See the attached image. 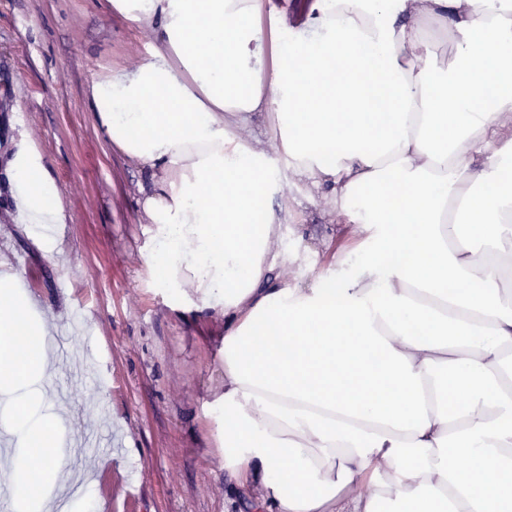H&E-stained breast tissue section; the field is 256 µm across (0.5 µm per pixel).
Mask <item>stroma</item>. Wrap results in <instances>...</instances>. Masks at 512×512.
Masks as SVG:
<instances>
[{"instance_id": "1", "label": "stroma", "mask_w": 512, "mask_h": 512, "mask_svg": "<svg viewBox=\"0 0 512 512\" xmlns=\"http://www.w3.org/2000/svg\"><path fill=\"white\" fill-rule=\"evenodd\" d=\"M154 40L106 0H0V164L34 145L57 182L67 216L54 241L18 223L0 167V273L38 272L26 296L51 322L52 366L19 379L28 420L50 427L69 479L51 492L74 508L79 486L111 470V496L93 512L141 496L136 512H238L220 464L223 439L207 406L224 391V317L185 312L158 288L146 259L153 229L138 201L148 173L112 147L87 102L93 78L137 65ZM269 164L290 210L277 246L298 254L274 277L310 285L342 227L329 188L291 177L284 155ZM97 359L100 373L80 371Z\"/></svg>"}]
</instances>
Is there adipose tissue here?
<instances>
[{"mask_svg":"<svg viewBox=\"0 0 512 512\" xmlns=\"http://www.w3.org/2000/svg\"><path fill=\"white\" fill-rule=\"evenodd\" d=\"M156 47L92 81L106 138L146 168L147 255L186 309L224 316L210 418L249 512H512V9L487 0H314L297 32L262 0H108ZM447 34L451 57L436 55ZM500 60L497 72L480 67ZM273 117L288 168L331 184L350 229L309 286L270 272L282 214L245 130ZM24 223L61 224L42 156L6 163ZM47 322L0 289V401L46 371ZM11 464L45 506L51 431Z\"/></svg>","mask_w":512,"mask_h":512,"instance_id":"obj_1","label":"adipose tissue"}]
</instances>
